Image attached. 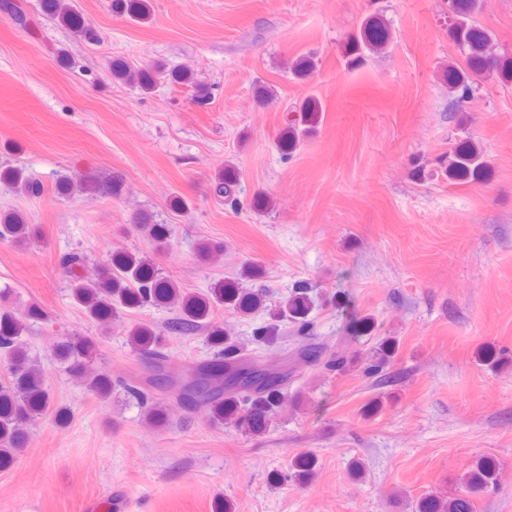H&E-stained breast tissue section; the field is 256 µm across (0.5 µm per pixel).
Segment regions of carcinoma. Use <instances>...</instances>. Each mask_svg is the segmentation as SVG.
Here are the masks:
<instances>
[{"label":"carcinoma","mask_w":512,"mask_h":512,"mask_svg":"<svg viewBox=\"0 0 512 512\" xmlns=\"http://www.w3.org/2000/svg\"><path fill=\"white\" fill-rule=\"evenodd\" d=\"M484 0H448L452 14L449 28L453 41L463 57L465 67H450L444 77L448 89L462 102L473 96V81L485 73H499L512 79V60L492 53L490 34L473 20L474 10ZM46 15L87 42L97 40L96 32L87 24L74 0H43ZM112 9L126 13L146 23L151 11L148 0H112ZM389 27L377 18H369L357 34L349 37L346 58L351 66H360L370 54L385 50L391 43ZM113 78L126 85L147 92L155 82V69H134L121 60L112 62ZM298 117L288 120L279 135L277 148L290 155L299 143V127L317 123L323 108L313 98L303 100L294 107ZM485 171L483 155L472 143H458L448 154V173L453 179L467 183L480 179ZM0 186L31 196L43 191V184L19 168L6 167L0 171ZM102 187L79 179L63 176L55 182V191L61 196L97 192ZM215 194L232 205L237 203L238 180L230 168L215 176ZM142 228L158 244L164 242L168 228L154 224L149 215L139 218ZM30 237V227L24 216L16 211L0 216V240L23 243ZM72 300L92 321H112L126 310L146 304L164 305L174 310L168 329L181 335L203 333L213 349L210 360L190 368L182 383L171 385L174 398L201 413L210 425H224L251 434L265 431L267 417L279 408L288 396L294 382L293 372H282L268 367L257 358L239 351L224 326L212 323V308L221 305L240 315H248L264 305L263 290L249 291L236 281L226 280L210 288L206 294L186 293L170 279L161 276L154 266L138 252L116 255L100 266L96 276L85 279L72 274L69 284ZM315 302L308 289L297 292L287 303L268 308L269 323L257 331V338L272 344L288 335V325L296 332L307 334L313 327L309 319ZM41 318V312L31 307L26 315L18 316L10 310L0 309V351L4 352L6 377L0 379V469L10 466L27 446L31 426L51 406L52 396L42 371L30 356L26 336L32 323ZM128 344L135 353L151 356L159 371H164L168 358L160 350V335L150 326L135 325L127 331ZM95 343L82 340L65 344L57 351V360L67 372L84 379L87 388L102 398L112 395V379L106 375H89L86 363L92 358ZM396 341L385 340L374 348V360L368 373L379 374L392 361ZM288 358L317 363L322 350L312 344L294 346L286 351ZM153 382L123 383L127 395L148 403ZM314 457L297 456L289 478L306 482L313 474ZM498 471L497 462L487 457L478 462L463 478V490L444 499L428 494L418 504V512H476L473 497L494 489Z\"/></svg>","instance_id":"1"}]
</instances>
